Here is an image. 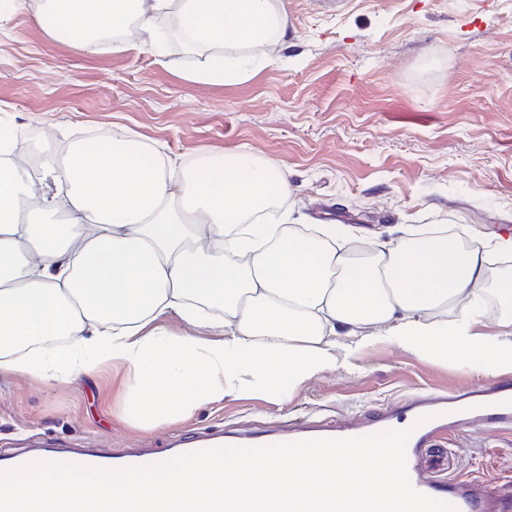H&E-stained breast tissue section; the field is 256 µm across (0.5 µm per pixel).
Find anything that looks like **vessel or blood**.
<instances>
[{
	"mask_svg": "<svg viewBox=\"0 0 512 512\" xmlns=\"http://www.w3.org/2000/svg\"><path fill=\"white\" fill-rule=\"evenodd\" d=\"M478 421L485 428L512 426V386L500 384L477 394L451 399L428 393L401 406L384 407L372 414L360 415L350 422L322 423L299 421L257 432H215L185 436L163 451L130 449L108 456L77 450L62 444L0 455V471L32 462L61 460L85 467L119 469L145 466L177 455L218 447H260L283 442L316 439H346L398 429L406 425L411 434L406 444L407 471L412 486L419 492L452 506L455 512H499L488 505L482 484L473 479L436 480L422 469L424 448L453 423Z\"/></svg>",
	"mask_w": 512,
	"mask_h": 512,
	"instance_id": "vessel-or-blood-1",
	"label": "vessel or blood"
}]
</instances>
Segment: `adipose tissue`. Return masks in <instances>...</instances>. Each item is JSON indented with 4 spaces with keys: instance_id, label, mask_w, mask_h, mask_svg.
<instances>
[{
    "instance_id": "adipose-tissue-1",
    "label": "adipose tissue",
    "mask_w": 512,
    "mask_h": 512,
    "mask_svg": "<svg viewBox=\"0 0 512 512\" xmlns=\"http://www.w3.org/2000/svg\"><path fill=\"white\" fill-rule=\"evenodd\" d=\"M162 15L189 54L288 35L281 0H40L33 19L54 41L95 52L107 39L120 51L153 47ZM22 150L17 139L0 146V375L52 386L126 366V400L150 427L230 396L284 401L387 339L462 370L477 361L512 372V332L473 331L486 253L466 225L357 251L341 225L295 232L285 212L260 223L288 183L242 152L178 165L118 128L34 175ZM448 310L455 319L437 321ZM170 312L188 332L160 324Z\"/></svg>"
}]
</instances>
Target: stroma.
Listing matches in <instances>:
<instances>
[{
    "instance_id": "35a3bbf8",
    "label": "stroma",
    "mask_w": 512,
    "mask_h": 512,
    "mask_svg": "<svg viewBox=\"0 0 512 512\" xmlns=\"http://www.w3.org/2000/svg\"><path fill=\"white\" fill-rule=\"evenodd\" d=\"M288 41L254 58L232 83H198L208 53L166 41L88 54L55 43L31 11L0 35V102L27 152L62 157L64 133L90 140L124 127L186 164L205 150L277 164L300 225L345 224L353 245L396 242L422 224H464L487 247L484 317L476 332L506 333L512 307L493 290L512 254V0H282ZM286 401L228 397L185 419L139 426L123 413L135 378L107 368L53 387L0 377V451L58 440L114 454L163 448L191 433L262 430L311 416L354 417L423 391L498 382L480 363L461 370L406 353L395 341L353 355ZM426 469L512 491V431L449 436Z\"/></svg>"
}]
</instances>
